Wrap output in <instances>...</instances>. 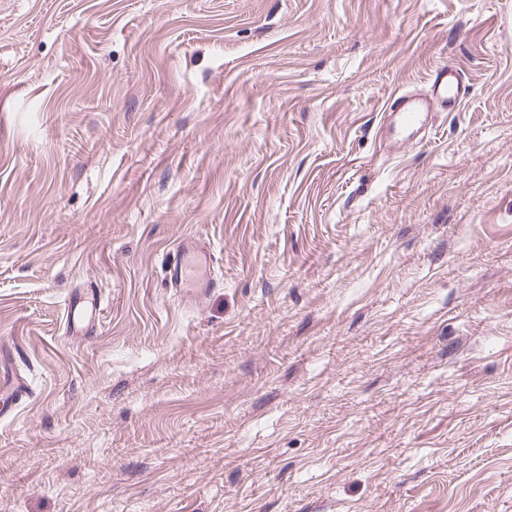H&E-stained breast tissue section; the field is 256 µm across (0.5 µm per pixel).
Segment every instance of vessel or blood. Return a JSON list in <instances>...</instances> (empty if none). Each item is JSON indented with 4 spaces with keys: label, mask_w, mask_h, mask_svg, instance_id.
<instances>
[{
    "label": "vessel or blood",
    "mask_w": 512,
    "mask_h": 512,
    "mask_svg": "<svg viewBox=\"0 0 512 512\" xmlns=\"http://www.w3.org/2000/svg\"><path fill=\"white\" fill-rule=\"evenodd\" d=\"M467 87L458 72L451 66L438 67L431 78V89L426 93H394L385 110L389 114V128L397 138L415 140L426 133L430 118L437 109L457 111L467 96ZM213 255L197 239L187 238L166 253L164 270L169 285L177 292L209 294L219 282L211 268ZM100 305L95 292L70 297V319H92Z\"/></svg>",
    "instance_id": "1"
}]
</instances>
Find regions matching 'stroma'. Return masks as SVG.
I'll return each instance as SVG.
<instances>
[{"mask_svg":"<svg viewBox=\"0 0 512 512\" xmlns=\"http://www.w3.org/2000/svg\"><path fill=\"white\" fill-rule=\"evenodd\" d=\"M0 350V512H512V0H0ZM468 95L460 73L453 66L438 67L431 78L430 92L394 93L384 109L389 112V129L398 139L423 140L430 125L432 112L443 108L456 112ZM169 285L178 293L209 294L220 282L213 277V254L196 238H186L164 256ZM100 300L93 291L69 297L68 316L75 323L76 319H87V322L94 320L93 316L98 311ZM29 386L23 377L13 375L4 376V366L0 364V395L2 399V409L5 408L6 400L11 397L21 399L28 394Z\"/></svg>","mask_w":512,"mask_h":512,"instance_id":"35a3bbf8","label":"stroma"}]
</instances>
